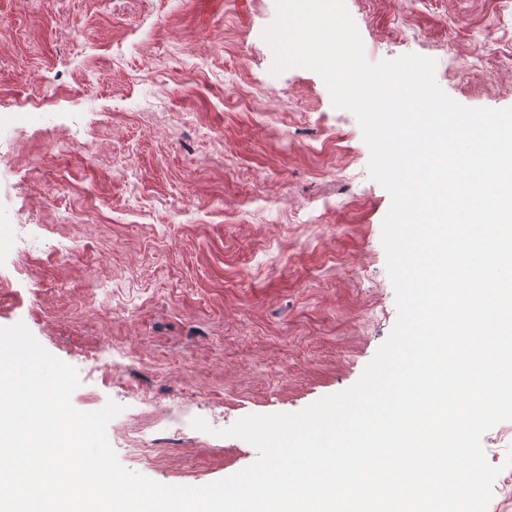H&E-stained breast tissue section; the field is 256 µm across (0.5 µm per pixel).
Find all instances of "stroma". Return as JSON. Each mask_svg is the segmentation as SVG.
Wrapping results in <instances>:
<instances>
[{
    "label": "stroma",
    "instance_id": "1",
    "mask_svg": "<svg viewBox=\"0 0 512 512\" xmlns=\"http://www.w3.org/2000/svg\"><path fill=\"white\" fill-rule=\"evenodd\" d=\"M370 62L434 59L470 108L512 107V0H345ZM276 0H0V327L115 402L120 463L202 486L253 463L221 436L354 385L396 320L389 193L322 78L273 72ZM84 87L78 97L74 88ZM119 357L88 374L103 345ZM154 402L144 405L139 390ZM184 403L188 424L160 423Z\"/></svg>",
    "mask_w": 512,
    "mask_h": 512
}]
</instances>
